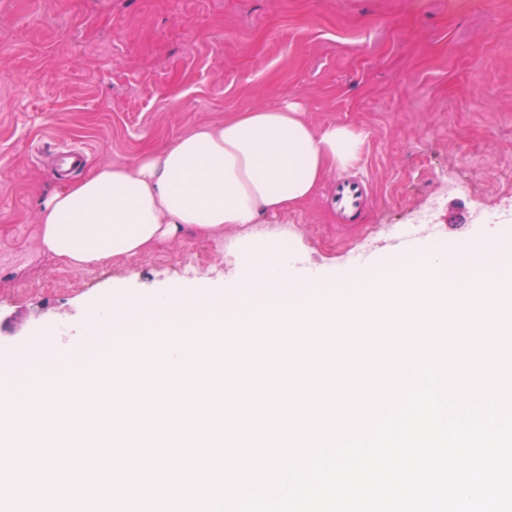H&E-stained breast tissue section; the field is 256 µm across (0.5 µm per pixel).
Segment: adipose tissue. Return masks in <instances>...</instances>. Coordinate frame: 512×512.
Segmentation results:
<instances>
[{
	"label": "adipose tissue",
	"instance_id": "adipose-tissue-1",
	"mask_svg": "<svg viewBox=\"0 0 512 512\" xmlns=\"http://www.w3.org/2000/svg\"><path fill=\"white\" fill-rule=\"evenodd\" d=\"M360 133L314 128L293 104L189 129L157 150L100 166L39 212L41 247L74 267L138 254L189 230L259 223L312 198L350 167Z\"/></svg>",
	"mask_w": 512,
	"mask_h": 512
}]
</instances>
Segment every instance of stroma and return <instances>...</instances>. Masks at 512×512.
<instances>
[{"label": "stroma", "instance_id": "obj_1", "mask_svg": "<svg viewBox=\"0 0 512 512\" xmlns=\"http://www.w3.org/2000/svg\"><path fill=\"white\" fill-rule=\"evenodd\" d=\"M287 102L362 133L355 212L325 184L90 269L41 248V206L87 170ZM462 237L512 242V0H0V361L53 369L35 350L60 341L95 359L104 300L239 287L248 250H282L320 292L390 272L401 243Z\"/></svg>", "mask_w": 512, "mask_h": 512}]
</instances>
